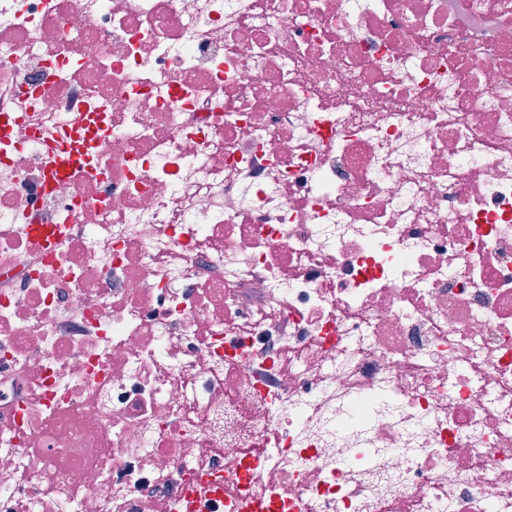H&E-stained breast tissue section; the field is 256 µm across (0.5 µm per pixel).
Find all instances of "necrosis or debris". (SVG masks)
Wrapping results in <instances>:
<instances>
[{
  "label": "necrosis or debris",
  "instance_id": "obj_1",
  "mask_svg": "<svg viewBox=\"0 0 512 512\" xmlns=\"http://www.w3.org/2000/svg\"><path fill=\"white\" fill-rule=\"evenodd\" d=\"M0 512H512V0H0Z\"/></svg>",
  "mask_w": 512,
  "mask_h": 512
}]
</instances>
